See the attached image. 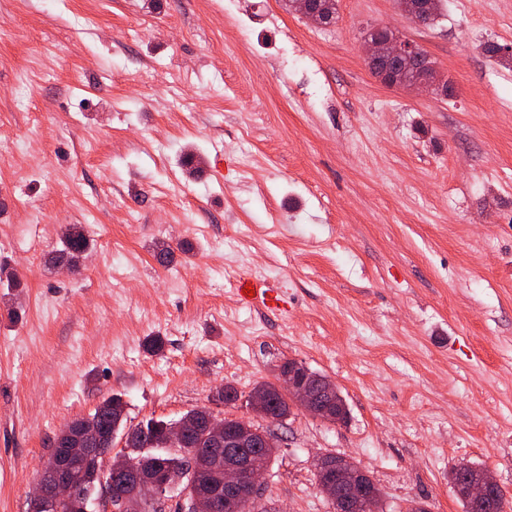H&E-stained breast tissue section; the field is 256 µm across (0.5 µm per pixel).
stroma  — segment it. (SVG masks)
<instances>
[{
    "label": "stroma",
    "mask_w": 512,
    "mask_h": 512,
    "mask_svg": "<svg viewBox=\"0 0 512 512\" xmlns=\"http://www.w3.org/2000/svg\"><path fill=\"white\" fill-rule=\"evenodd\" d=\"M336 9L324 27L281 0H0V265L24 284L13 305L0 287V512H30L55 435L103 397L133 426L230 384L224 415L251 421L286 359L349 418L292 411L265 502L333 512L327 453L370 472L382 512H463L461 464L512 501V69L483 52L512 47V0H443L426 27L395 0ZM379 26L452 96L373 76ZM71 224L92 247L65 276ZM247 280L284 308L243 300ZM389 36L386 40H379L376 37L368 35L365 43L368 46L366 62L370 66L371 60L380 56L388 55L390 57H407L419 59L425 52L416 44L402 40L394 31L387 29Z\"/></svg>",
    "instance_id": "1"
}]
</instances>
